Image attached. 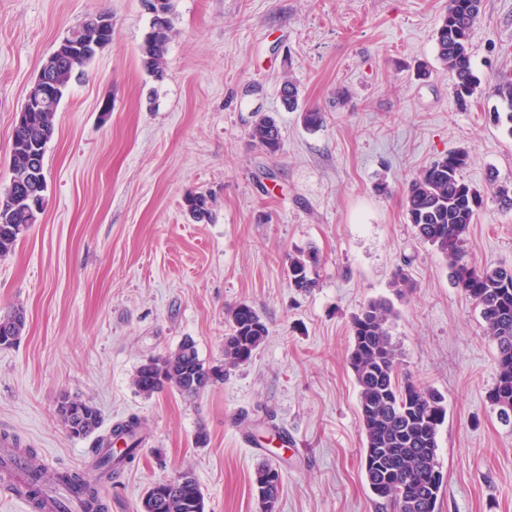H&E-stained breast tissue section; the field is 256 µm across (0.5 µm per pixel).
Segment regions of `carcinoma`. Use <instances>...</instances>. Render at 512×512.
Masks as SVG:
<instances>
[{
	"label": "carcinoma",
	"instance_id": "cac0c4a2",
	"mask_svg": "<svg viewBox=\"0 0 512 512\" xmlns=\"http://www.w3.org/2000/svg\"><path fill=\"white\" fill-rule=\"evenodd\" d=\"M150 31L140 47L144 69L155 79L164 76V59L172 30L173 0H156ZM481 9V0H448L439 17L435 40L437 57L452 78L453 90L467 104L478 83L471 63L469 40ZM112 42V29L91 27L84 19L70 30L45 59V74L56 87L40 108L15 122L10 151L11 180L0 195V257L11 253L28 226L43 210L46 188L44 157L53 138L54 117L72 78L83 75L84 68L97 52ZM497 96L506 103L507 119L512 123V77L504 76L496 86ZM281 97L289 110L298 107V88L284 81ZM249 136L269 155L282 149L280 127L274 117L256 113ZM467 150H457L434 161L413 178L405 193L406 216L423 242L442 255L452 278L480 310L488 335L496 345V383L489 401L498 409L499 420L512 426V267L481 266L469 257L467 235L470 224L481 208V193L460 178L468 164ZM194 221L210 219L211 201L204 194L185 198ZM320 258L314 248L288 256V276L293 287L308 293L319 285ZM395 311L384 298L373 299L362 307L352 321V346L348 363L359 394L360 424L365 438L364 473L367 484L383 512H437L443 475L437 462L438 431L445 420L442 396L410 379L399 381L398 354L389 332ZM229 331L224 336V367L249 362L268 335L260 313L247 303L228 310ZM25 311L16 308L0 316V335L18 340L25 326ZM200 362L195 346L184 342L163 357L165 381L158 378L159 366L149 360L139 366L133 384L149 396L166 386L193 396L201 392L194 386V368ZM65 398L84 406L88 419L79 436L86 438L101 426L98 409L69 394ZM145 423L131 417L112 427L105 448L98 451L94 473L65 471L57 483L65 494L52 500L53 512H70L76 502L82 512H107L99 485L111 473L131 463L143 442ZM120 441L123 448L112 452ZM25 478L16 492L41 512L47 503L43 474L35 468L24 469ZM188 490L164 495L160 484L150 487L142 502V512H205L204 495L189 473ZM280 473L264 466L255 473L254 485L263 512H275L279 499Z\"/></svg>",
	"mask_w": 512,
	"mask_h": 512
}]
</instances>
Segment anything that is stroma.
Listing matches in <instances>:
<instances>
[{
    "label": "stroma",
    "mask_w": 512,
    "mask_h": 512,
    "mask_svg": "<svg viewBox=\"0 0 512 512\" xmlns=\"http://www.w3.org/2000/svg\"><path fill=\"white\" fill-rule=\"evenodd\" d=\"M446 2L174 0L158 81L141 62L142 0H0V193L44 60L86 16H112L111 43L55 114L43 211L0 257V314L26 313L0 348V437L32 449L47 483L85 469L98 438L136 415L146 438L104 486L109 512H141L151 484L187 471L205 512H261L253 479L265 464L280 472L275 512H377L347 356L354 315L385 298L399 377L444 398L439 512H512V427L488 399L496 346L404 207L411 179L468 150L460 176L483 196L470 255L512 266V209L493 190L512 184V124L494 118L505 109L494 85L512 72V0H482L470 38L480 84L464 105L437 58ZM308 107L324 113L320 129L303 125ZM259 112L279 124L277 155L249 137ZM190 192L211 196L209 221L186 212ZM311 248L320 280L304 294L288 257ZM400 269L410 286L399 292ZM243 302L268 328L249 363L196 397L136 389L142 363L187 340L222 364L227 310ZM63 392L99 409L95 435L65 430Z\"/></svg>",
    "instance_id": "35a3bbf8"
}]
</instances>
